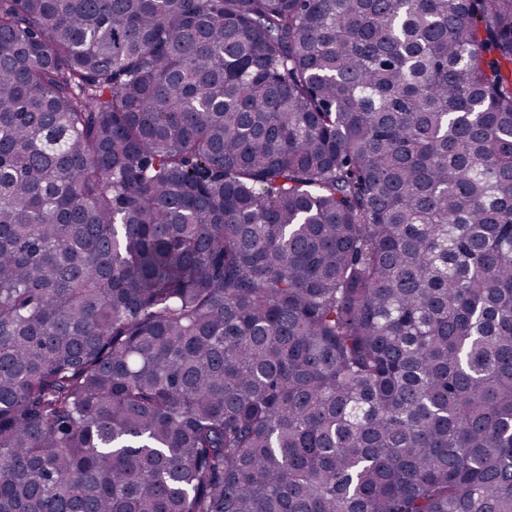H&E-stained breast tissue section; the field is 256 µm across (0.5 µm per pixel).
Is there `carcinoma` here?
Masks as SVG:
<instances>
[{
    "mask_svg": "<svg viewBox=\"0 0 512 512\" xmlns=\"http://www.w3.org/2000/svg\"><path fill=\"white\" fill-rule=\"evenodd\" d=\"M0 512H512V0H0Z\"/></svg>",
    "mask_w": 512,
    "mask_h": 512,
    "instance_id": "cac0c4a2",
    "label": "carcinoma"
}]
</instances>
